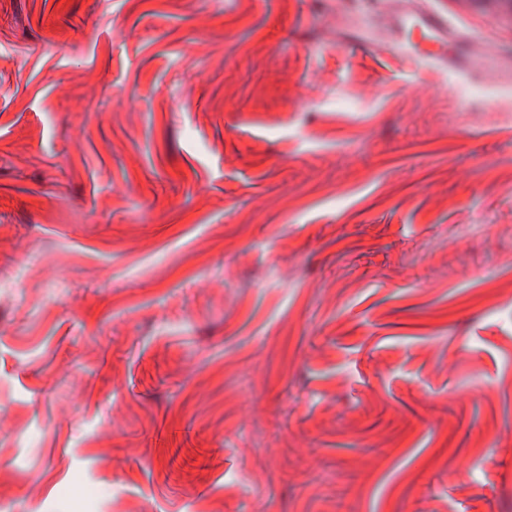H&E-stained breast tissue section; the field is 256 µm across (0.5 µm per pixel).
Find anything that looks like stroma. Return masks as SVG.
<instances>
[{"label":"stroma","mask_w":512,"mask_h":512,"mask_svg":"<svg viewBox=\"0 0 512 512\" xmlns=\"http://www.w3.org/2000/svg\"><path fill=\"white\" fill-rule=\"evenodd\" d=\"M399 6L0 0V512H512V62ZM404 30L409 34L407 43L411 53L419 55L424 53L427 46L436 44L434 36L439 26L446 25V21L438 18H424L418 14H408L403 21ZM512 49L495 50L493 53L480 54L471 46L468 38L458 34L457 29L448 23V66L476 74L511 60Z\"/></svg>","instance_id":"1"}]
</instances>
